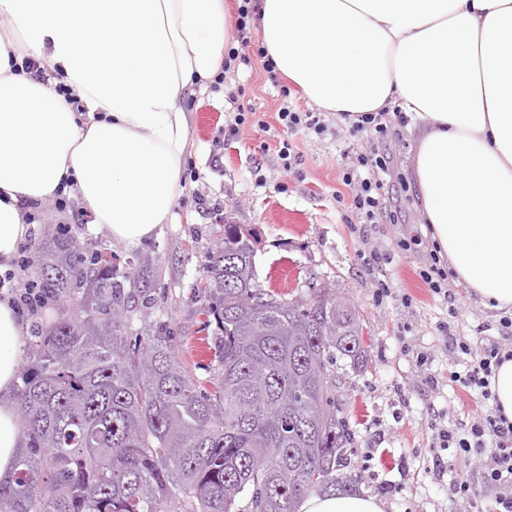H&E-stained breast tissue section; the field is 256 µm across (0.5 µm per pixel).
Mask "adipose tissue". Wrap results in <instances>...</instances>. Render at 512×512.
Listing matches in <instances>:
<instances>
[{"label": "adipose tissue", "mask_w": 512, "mask_h": 512, "mask_svg": "<svg viewBox=\"0 0 512 512\" xmlns=\"http://www.w3.org/2000/svg\"><path fill=\"white\" fill-rule=\"evenodd\" d=\"M277 72L322 111L402 104L424 223L481 304L512 309V0H261ZM224 0H0V274L33 204L76 197L92 231L138 244L173 223L194 124L189 88L224 66ZM32 58L43 83L16 72ZM25 327L0 296V479L20 446ZM298 512H381L304 497Z\"/></svg>", "instance_id": "obj_1"}]
</instances>
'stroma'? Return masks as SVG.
Returning a JSON list of instances; mask_svg holds the SVG:
<instances>
[{"label":"stroma","mask_w":512,"mask_h":512,"mask_svg":"<svg viewBox=\"0 0 512 512\" xmlns=\"http://www.w3.org/2000/svg\"><path fill=\"white\" fill-rule=\"evenodd\" d=\"M233 91L235 105L228 98ZM287 100L311 107L296 90L283 98L259 58L252 68L227 72L217 87L187 94L195 124L176 219L160 225L151 239L127 245L90 231V216L71 198L63 209L36 206L32 241L40 243L63 224L87 248L107 247L117 261L131 258L155 268L152 318L169 332L179 359L205 380L214 355L201 357L196 349L212 335L215 322L199 283L225 225H239L251 241L262 288L295 296L326 286L347 296L359 312L365 356L356 364L340 360L336 368V405L351 436L357 492L375 497L382 512H470L468 504L451 498L453 483L466 480L480 508L490 512L495 495L479 482L477 460L458 458L444 474L434 472V435L441 427L468 428L481 408L479 396L454 380L464 373L465 361L449 353V334L480 347L483 337H498L501 313L483 307L459 284L449 283L444 298L420 279L435 245L421 219L412 169L416 145L405 124L387 115L388 135L379 140L367 132L351 134L349 122L325 112V135H291L277 120ZM241 105L263 113L268 127L244 128L237 140L225 143ZM283 139L298 155L288 172L278 157ZM371 149L393 159L384 177L387 205L397 217L393 224H357L345 203L343 165L354 152ZM375 247L393 256L385 267L392 294L380 302L373 297L376 274L362 261ZM452 303L461 319H449ZM422 353L429 357L424 366L418 362Z\"/></svg>","instance_id":"obj_1"}]
</instances>
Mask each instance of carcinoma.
I'll return each instance as SVG.
<instances>
[{
    "label": "carcinoma",
    "instance_id": "carcinoma-1",
    "mask_svg": "<svg viewBox=\"0 0 512 512\" xmlns=\"http://www.w3.org/2000/svg\"><path fill=\"white\" fill-rule=\"evenodd\" d=\"M35 264L65 304L26 349L13 396L21 448L0 512H297L347 480L336 362L365 354L347 298L262 288L250 240L224 225L206 275L216 330L203 382L151 320L148 268L64 231Z\"/></svg>",
    "mask_w": 512,
    "mask_h": 512
}]
</instances>
